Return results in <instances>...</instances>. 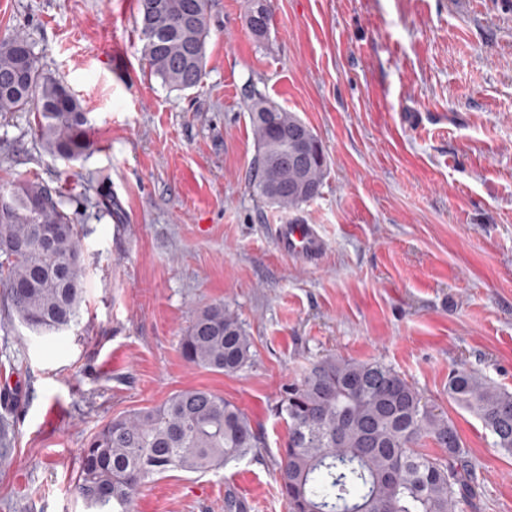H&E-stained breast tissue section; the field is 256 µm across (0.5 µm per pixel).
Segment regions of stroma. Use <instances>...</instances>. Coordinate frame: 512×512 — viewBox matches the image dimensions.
Listing matches in <instances>:
<instances>
[{
    "instance_id": "35a3bbf8",
    "label": "stroma",
    "mask_w": 512,
    "mask_h": 512,
    "mask_svg": "<svg viewBox=\"0 0 512 512\" xmlns=\"http://www.w3.org/2000/svg\"><path fill=\"white\" fill-rule=\"evenodd\" d=\"M206 75L165 86L142 58L138 0H0V39L26 35L88 118L92 150L44 153L31 112L0 115V189L40 180L71 199L85 296L77 323L39 336L0 324V416L11 427L0 512H87L74 481L114 415L208 388L264 437L258 457L142 485L135 512H287L283 388L326 355L379 361L448 416L477 468L476 512H512V455L448 396L457 366L512 391V0H206ZM257 89L318 135L320 194L299 211L249 186ZM111 201V211L79 207ZM316 225L318 260L272 225ZM235 311L249 367L179 353L192 313ZM267 0H248L247 20L252 32L258 36L268 33L271 24V13Z\"/></svg>"
}]
</instances>
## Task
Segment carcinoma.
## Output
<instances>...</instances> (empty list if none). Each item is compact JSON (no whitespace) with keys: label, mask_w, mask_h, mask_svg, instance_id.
<instances>
[{"label":"carcinoma","mask_w":512,"mask_h":512,"mask_svg":"<svg viewBox=\"0 0 512 512\" xmlns=\"http://www.w3.org/2000/svg\"><path fill=\"white\" fill-rule=\"evenodd\" d=\"M142 57L176 90L205 75L206 0H139ZM247 20L268 33L267 0H248ZM247 108L256 145L250 184L281 210L319 195L327 173L322 142L296 113L257 89ZM38 112L44 150L67 162L91 150L75 95L47 75L22 33L0 39V114ZM49 185L21 181L0 192V295L4 318L41 334L76 321L85 270L78 225ZM252 342L236 312L211 304L195 312L179 341L181 357L213 373L251 363ZM448 395L512 454V392L465 368L448 375ZM276 411L288 424L280 449V491L288 512H463L472 505L475 466L448 416L422 403L393 368L330 355L291 382ZM432 441L441 453L430 455ZM264 440L234 402L209 389L172 394L158 406L119 414L81 450L75 491L92 512H131L135 491L171 471L208 472L252 455Z\"/></svg>","instance_id":"carcinoma-1"}]
</instances>
